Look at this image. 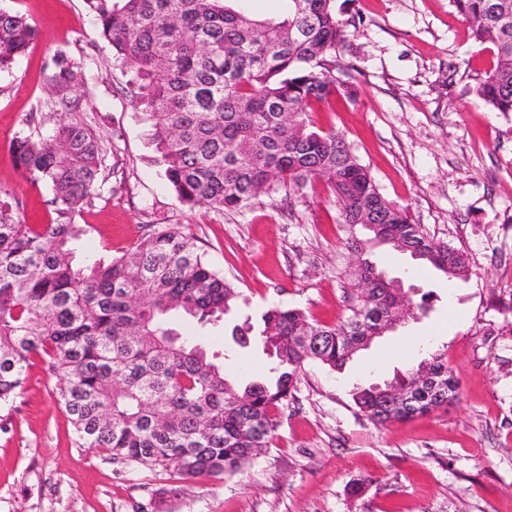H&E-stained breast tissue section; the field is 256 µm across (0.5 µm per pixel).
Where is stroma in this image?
I'll return each mask as SVG.
<instances>
[{"mask_svg": "<svg viewBox=\"0 0 512 512\" xmlns=\"http://www.w3.org/2000/svg\"><path fill=\"white\" fill-rule=\"evenodd\" d=\"M355 18L336 59L346 94L314 112L336 128L381 193L407 207L431 238L464 252L468 275L444 280L394 251L372 258L431 309L379 338L344 370L305 365L268 448L243 472L183 482L167 512H512V117L474 90L495 63L451 0H336ZM36 29L0 70V189L15 220L49 223L45 187L12 158L19 134L83 121L102 139L109 184L76 215L75 262L118 256L152 224H178L246 297L226 328L276 303L333 324L354 276L339 211L322 183L259 196L241 211L182 204L150 165L149 126L128 76L83 0H0ZM76 65L79 108L55 106L48 63ZM446 351L458 399L426 415L376 424L350 396L357 383L392 379L424 348ZM55 380L34 362L23 389L0 404V512H154L170 475L118 463L81 445L58 405ZM370 479L360 496L353 480Z\"/></svg>", "mask_w": 512, "mask_h": 512, "instance_id": "1", "label": "stroma"}]
</instances>
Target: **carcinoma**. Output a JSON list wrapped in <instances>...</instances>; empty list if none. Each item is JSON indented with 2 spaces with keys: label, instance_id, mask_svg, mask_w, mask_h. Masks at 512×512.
<instances>
[{
  "label": "carcinoma",
  "instance_id": "carcinoma-1",
  "mask_svg": "<svg viewBox=\"0 0 512 512\" xmlns=\"http://www.w3.org/2000/svg\"><path fill=\"white\" fill-rule=\"evenodd\" d=\"M229 0H84L112 57L130 74L139 112L152 122L150 164L177 199L217 211L242 210L260 194L320 180L336 199L349 261L378 239L442 277L467 275L466 255L434 243L407 209L388 201L344 136L315 128L310 112L341 93L336 50L355 20L336 0H288L282 15L259 17ZM472 37L489 42L496 66L475 88L492 111L512 113V0H451ZM35 31L21 15L0 11V69L24 54ZM66 107L75 64L50 61ZM17 165L51 193L56 218L36 227L14 220L0 191V402L22 388L29 366L48 362L58 402L78 438L112 459L161 466L177 480L241 472L267 447L279 411L294 399L308 362L341 369L397 301L391 280L362 268L365 285L349 293L347 314L320 324L298 308L272 306L233 327L241 348L257 335L274 357L268 372L242 384L226 368L231 351L182 334L178 315L218 329L241 292L214 270L194 238L160 224L110 260L73 262L75 215L106 183L103 148L82 121L47 135L22 134ZM397 406L371 385L354 386L360 413L375 423L422 416L455 400L459 380L441 350L400 373Z\"/></svg>",
  "mask_w": 512,
  "mask_h": 512
}]
</instances>
